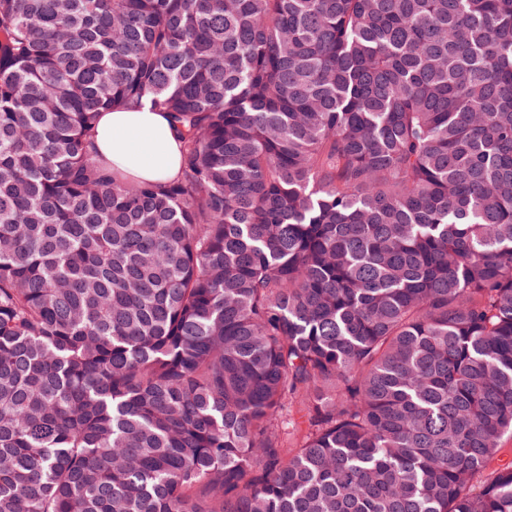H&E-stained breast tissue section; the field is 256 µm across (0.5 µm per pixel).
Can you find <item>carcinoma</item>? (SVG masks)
<instances>
[{"mask_svg":"<svg viewBox=\"0 0 512 512\" xmlns=\"http://www.w3.org/2000/svg\"><path fill=\"white\" fill-rule=\"evenodd\" d=\"M506 435L512 0H0V512H512ZM95 157L130 180L157 182L180 173L181 143L167 114L145 104L99 115Z\"/></svg>","mask_w":512,"mask_h":512,"instance_id":"obj_1","label":"carcinoma"}]
</instances>
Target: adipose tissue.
I'll use <instances>...</instances> for the list:
<instances>
[{"mask_svg":"<svg viewBox=\"0 0 512 512\" xmlns=\"http://www.w3.org/2000/svg\"><path fill=\"white\" fill-rule=\"evenodd\" d=\"M94 144L96 159L130 180H172L180 173L179 139L166 113L150 105L101 113Z\"/></svg>","mask_w":512,"mask_h":512,"instance_id":"ef3b65f1","label":"adipose tissue"}]
</instances>
